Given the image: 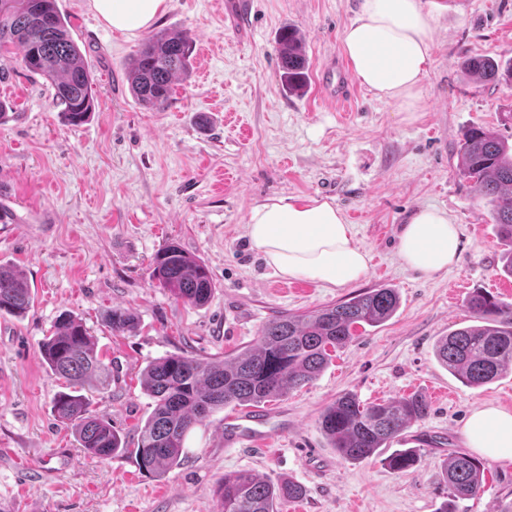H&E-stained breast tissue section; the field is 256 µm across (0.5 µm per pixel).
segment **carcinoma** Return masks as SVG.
Returning a JSON list of instances; mask_svg holds the SVG:
<instances>
[{
	"label": "carcinoma",
	"mask_w": 512,
	"mask_h": 512,
	"mask_svg": "<svg viewBox=\"0 0 512 512\" xmlns=\"http://www.w3.org/2000/svg\"><path fill=\"white\" fill-rule=\"evenodd\" d=\"M13 48L28 72L50 82L67 123L82 124L95 109V82L56 0H0V58ZM192 53V42L183 35L154 33L133 56L126 76L129 91L142 105L165 110L173 81L190 72ZM278 53L283 88L304 92L307 59L295 30L280 32ZM465 65L486 83L505 75L512 78V65L506 68L490 57L471 56ZM460 153L463 176L477 185L492 207L499 238L509 246L503 270L512 276V143L493 130L474 126L465 132ZM151 277L175 299L194 306L206 304L212 294L207 267L174 243L155 255ZM33 302L26 278L0 263V313L20 317ZM398 304L395 289L370 288L306 314L282 313L263 326L255 344L224 355L222 361L185 354L152 361L143 375V388L153 406L134 448L138 466L159 478L166 476L180 465L185 438L196 424L227 406H257L311 383L331 362L333 352L359 330L389 320ZM467 309L474 323L440 338L435 355L466 384L481 387L512 366V305L477 289L469 295ZM105 321L114 336L136 327L134 314L122 308L108 310ZM41 353L51 371L68 383V391L54 397L56 419L74 431L79 446L94 456L106 459L123 450L122 436L109 421L92 413L90 400L82 393L104 370L83 322L63 315L41 343ZM428 409L419 394L364 405L347 393L322 411L320 428L342 459L359 462L388 447ZM387 461L390 469L402 471L417 462V454L412 448L398 449ZM445 477L450 500L439 512H456L455 502L481 490L483 464L465 454L451 455ZM304 494L298 482L273 483L249 471H236L224 475L220 512H276L278 502Z\"/></svg>",
	"instance_id": "1"
}]
</instances>
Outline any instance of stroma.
I'll use <instances>...</instances> for the list:
<instances>
[{"mask_svg": "<svg viewBox=\"0 0 512 512\" xmlns=\"http://www.w3.org/2000/svg\"><path fill=\"white\" fill-rule=\"evenodd\" d=\"M224 3L169 0L155 23L194 45L190 77L175 80L160 112L140 104L125 78L142 37L113 31L88 0H57L96 83L98 105L83 125L64 120L43 78L4 64L0 263L27 278L35 301L25 317L0 316V512H219V487L239 470L304 485L305 496L278 503V512H438L448 456L469 451L471 411L512 409V370L475 388L434 354L440 336L472 324L473 289L512 303L491 207L460 174L469 127L512 141V127L499 121L512 110V83L486 84L463 68L471 55L512 62V0H450L436 15L424 104L411 121L359 84L345 104L321 103L312 84L298 94L281 87L280 30L297 29L317 76L325 56L340 54L358 0H249L235 19ZM288 196L330 198L353 217L370 257L362 280L325 288L273 273L246 224L254 206ZM424 206L447 211L463 247L458 265L429 276L406 269L396 249ZM170 241L207 265L205 305L152 281L151 260ZM380 286L396 289L395 315L338 350L316 380L267 402L265 444L225 446L224 422L237 413L228 406L188 433L167 477L139 469L131 448L151 411L141 379L148 363L174 353L220 360L253 344L278 314ZM115 307L135 315L134 332L112 335L104 316ZM63 313L82 320L106 366V388L91 384L85 394L127 448L105 460L54 416L66 385L40 344ZM436 389L451 399L434 400ZM345 393L365 405L428 398L427 416L393 443L417 449L413 468L392 471L381 454L339 457L318 419ZM458 512H512V465L486 463L483 490Z\"/></svg>", "mask_w": 512, "mask_h": 512, "instance_id": "obj_1", "label": "stroma"}]
</instances>
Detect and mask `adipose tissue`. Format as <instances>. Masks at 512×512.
<instances>
[{
  "label": "adipose tissue",
  "instance_id": "obj_1",
  "mask_svg": "<svg viewBox=\"0 0 512 512\" xmlns=\"http://www.w3.org/2000/svg\"><path fill=\"white\" fill-rule=\"evenodd\" d=\"M103 21L127 35L147 30L169 0H90ZM442 0H359L344 29L341 48L357 82L414 117L424 97L431 64L434 16ZM247 236L274 273L311 279L328 288L361 280L369 256L355 239L340 208L316 197H277L255 206ZM460 236L446 211L419 208L404 224L397 253L409 269L434 274L456 264ZM469 448L491 462L512 464V411L494 405L475 408L464 429Z\"/></svg>",
  "mask_w": 512,
  "mask_h": 512
}]
</instances>
